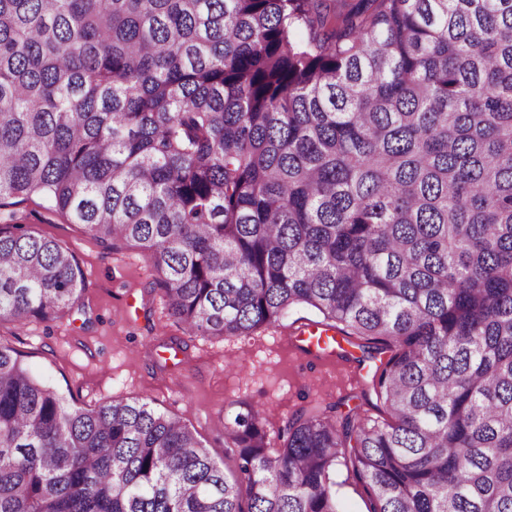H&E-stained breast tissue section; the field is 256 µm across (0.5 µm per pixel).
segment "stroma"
<instances>
[{"instance_id": "obj_1", "label": "stroma", "mask_w": 512, "mask_h": 512, "mask_svg": "<svg viewBox=\"0 0 512 512\" xmlns=\"http://www.w3.org/2000/svg\"><path fill=\"white\" fill-rule=\"evenodd\" d=\"M8 220L67 246L85 274L82 298L64 318L0 321V341L20 351L29 370L69 404L91 408L115 397L147 399L195 428L228 473L237 460L224 447V425L240 403L266 409L276 447L287 420L317 402L384 420L366 390L374 361L344 341L308 349V329L322 322L315 310L295 306L274 327L249 336H192L167 314L156 273L138 247L103 249L39 196L1 202L0 224ZM331 480L342 512H369L370 497L346 456H339Z\"/></svg>"}]
</instances>
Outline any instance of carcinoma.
Returning a JSON list of instances; mask_svg holds the SVG:
<instances>
[{
    "label": "carcinoma",
    "mask_w": 512,
    "mask_h": 512,
    "mask_svg": "<svg viewBox=\"0 0 512 512\" xmlns=\"http://www.w3.org/2000/svg\"><path fill=\"white\" fill-rule=\"evenodd\" d=\"M135 243L193 335L295 305L380 365L390 420L315 406L227 476L145 399L69 404L0 343V512H512V0H0V201ZM75 254L0 224V321L80 301ZM348 454H339L335 471L331 476L333 489L343 512H369L370 497L363 484L352 471Z\"/></svg>",
    "instance_id": "carcinoma-1"
}]
</instances>
